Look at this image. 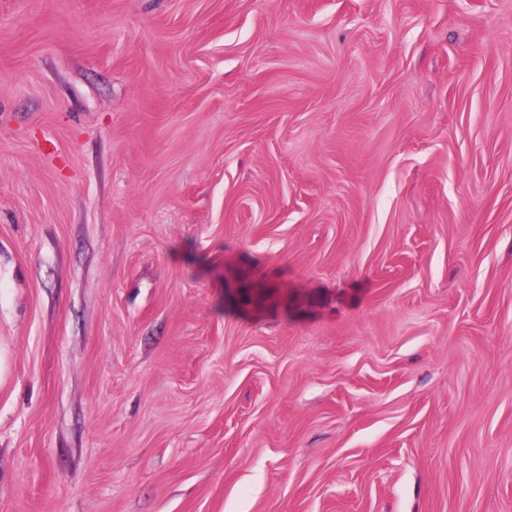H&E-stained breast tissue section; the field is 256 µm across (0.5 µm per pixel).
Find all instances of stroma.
<instances>
[{
	"label": "stroma",
	"instance_id": "1",
	"mask_svg": "<svg viewBox=\"0 0 512 512\" xmlns=\"http://www.w3.org/2000/svg\"><path fill=\"white\" fill-rule=\"evenodd\" d=\"M0 512H512V0H0Z\"/></svg>",
	"mask_w": 512,
	"mask_h": 512
}]
</instances>
